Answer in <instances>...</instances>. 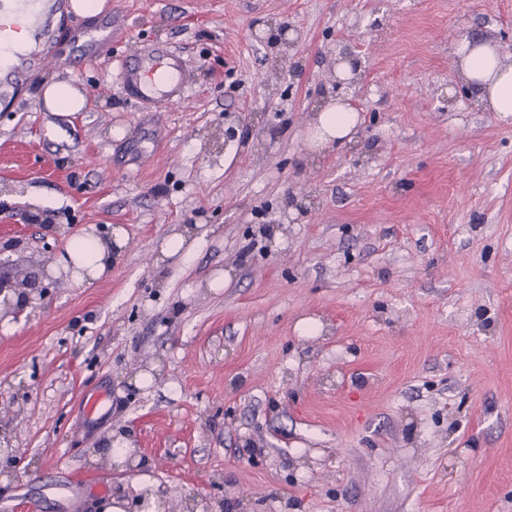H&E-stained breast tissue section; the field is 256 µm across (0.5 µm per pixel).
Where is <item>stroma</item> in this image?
<instances>
[{"mask_svg": "<svg viewBox=\"0 0 512 512\" xmlns=\"http://www.w3.org/2000/svg\"><path fill=\"white\" fill-rule=\"evenodd\" d=\"M0 93V277L41 298L0 333V512H512V116L456 45L512 59V0H108ZM285 21L294 46L253 36ZM181 52L187 99L126 98L116 65ZM360 56L351 145L312 117ZM66 82L86 101L48 111ZM125 245L61 273L88 226ZM191 256L160 258L177 231ZM109 413L83 427V403ZM148 467L127 474L114 432ZM43 100L49 111L61 114L80 112L85 107L84 97L65 83L48 85L43 91ZM113 238L102 239L95 227L90 226L83 234L74 239L66 253V271H70V277L77 283H90L109 274L112 271L113 256L112 241L120 249L124 245L123 230L112 229Z\"/></svg>", "mask_w": 512, "mask_h": 512, "instance_id": "stroma-1", "label": "stroma"}]
</instances>
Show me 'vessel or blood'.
Instances as JSON below:
<instances>
[{"label": "vessel or blood", "instance_id": "obj_1", "mask_svg": "<svg viewBox=\"0 0 512 512\" xmlns=\"http://www.w3.org/2000/svg\"><path fill=\"white\" fill-rule=\"evenodd\" d=\"M11 8L0 6V43L21 38L28 29L31 5L38 0H11ZM123 91L130 99L161 107L179 102L189 95L190 71L182 57L165 44L120 60Z\"/></svg>", "mask_w": 512, "mask_h": 512}]
</instances>
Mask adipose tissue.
<instances>
[{
	"instance_id": "adipose-tissue-1",
	"label": "adipose tissue",
	"mask_w": 512,
	"mask_h": 512,
	"mask_svg": "<svg viewBox=\"0 0 512 512\" xmlns=\"http://www.w3.org/2000/svg\"><path fill=\"white\" fill-rule=\"evenodd\" d=\"M458 68L472 86L480 104L492 112L512 114V63L499 55L490 42H463L458 50ZM357 112L346 102L327 104L314 120L316 140L346 144L353 140ZM123 231L116 228L111 239L101 238L95 227H88L67 249L66 269L73 281L89 283L112 270L113 248L123 245Z\"/></svg>"
}]
</instances>
